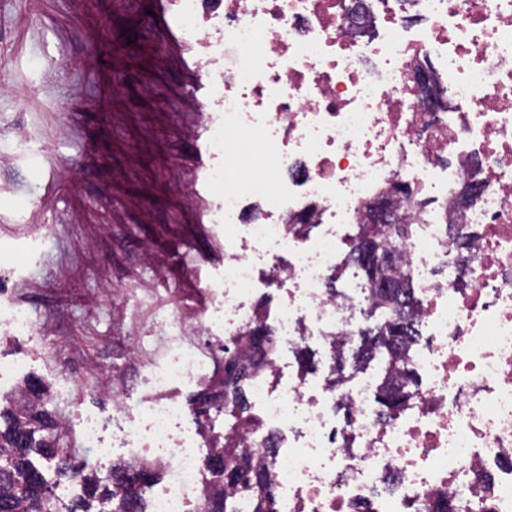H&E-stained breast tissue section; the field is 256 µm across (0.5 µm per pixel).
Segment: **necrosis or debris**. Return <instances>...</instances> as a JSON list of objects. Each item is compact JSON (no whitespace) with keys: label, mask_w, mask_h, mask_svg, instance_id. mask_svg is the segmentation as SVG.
I'll return each mask as SVG.
<instances>
[{"label":"necrosis or debris","mask_w":512,"mask_h":512,"mask_svg":"<svg viewBox=\"0 0 512 512\" xmlns=\"http://www.w3.org/2000/svg\"><path fill=\"white\" fill-rule=\"evenodd\" d=\"M179 2L186 38L224 65L209 128L224 273L205 308L172 313L135 404L122 376L102 381L112 413H78L80 443L108 430L124 461L160 467L143 512H204L203 451L227 443L270 460L274 512H427L441 496L512 512V0H223L211 35L198 0ZM245 133L265 174L231 181ZM471 184L479 196L462 198ZM386 197L406 226L418 335L404 354L417 381L391 418L372 370L332 382L379 314L350 255ZM259 322L273 343L244 382L247 409L216 431L182 388L217 352L251 357ZM305 349L320 364L305 367Z\"/></svg>","instance_id":"4bbe7bcc"}]
</instances>
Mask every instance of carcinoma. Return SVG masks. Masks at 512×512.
Returning a JSON list of instances; mask_svg holds the SVG:
<instances>
[{"instance_id": "carcinoma-1", "label": "carcinoma", "mask_w": 512, "mask_h": 512, "mask_svg": "<svg viewBox=\"0 0 512 512\" xmlns=\"http://www.w3.org/2000/svg\"><path fill=\"white\" fill-rule=\"evenodd\" d=\"M398 224H367L362 228L354 247L352 261L371 282L374 301L386 307L382 325L366 331L361 338L359 360L382 355L397 359L406 345L415 338L413 321L406 309L407 292L403 280L394 276L391 250L395 246L389 235L400 232ZM272 341L271 330L259 323L249 332L254 352L265 351ZM249 366L230 357L224 365L225 379L200 394L195 403L218 411L226 408L234 413L246 409L242 380ZM415 373L404 371V385L384 384L379 388L377 403L387 417L407 400L408 388L415 385ZM0 420L6 423L0 429V512H41L42 500L53 496L52 487L31 456L38 455L57 463V473L77 476L83 483V497L76 507H64V512H129L127 504L137 498L134 487H143L158 473L150 466L133 469L125 464H112L111 483L101 484L97 469L85 460L79 461L71 449L62 447L56 439L45 438L41 432L52 427L50 416L32 403L17 406L12 401L0 408ZM207 471L211 484L228 488L242 487L250 497L252 512H271L273 488L267 473L253 467L250 455L240 448H223L207 457Z\"/></svg>"}]
</instances>
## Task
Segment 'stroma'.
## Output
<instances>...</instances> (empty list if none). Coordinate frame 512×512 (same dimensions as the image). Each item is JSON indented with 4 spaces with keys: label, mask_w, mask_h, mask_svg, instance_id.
Wrapping results in <instances>:
<instances>
[{
    "label": "stroma",
    "mask_w": 512,
    "mask_h": 512,
    "mask_svg": "<svg viewBox=\"0 0 512 512\" xmlns=\"http://www.w3.org/2000/svg\"><path fill=\"white\" fill-rule=\"evenodd\" d=\"M155 0H0V249L11 296L51 362L26 363L55 422L111 414L110 394L65 390L72 373L122 374L141 388L132 337L161 336L175 308L224 272V233L201 221L195 135L205 122L179 53L159 40ZM31 224L53 226L34 246ZM150 243L151 256L141 244Z\"/></svg>",
    "instance_id": "1"
}]
</instances>
